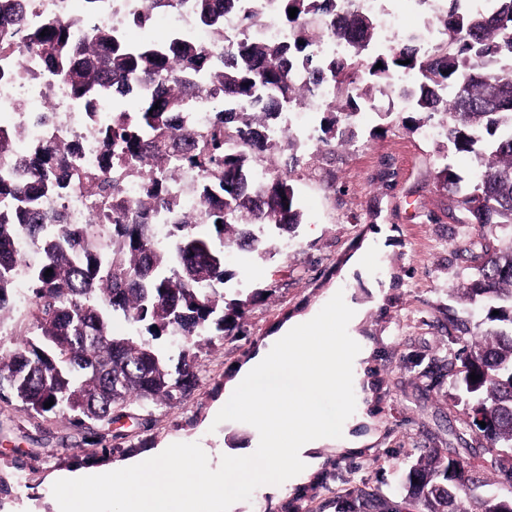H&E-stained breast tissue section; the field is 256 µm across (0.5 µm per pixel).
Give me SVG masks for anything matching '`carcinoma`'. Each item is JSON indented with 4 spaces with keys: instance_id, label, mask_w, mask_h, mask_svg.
Segmentation results:
<instances>
[{
    "instance_id": "cac0c4a2",
    "label": "carcinoma",
    "mask_w": 512,
    "mask_h": 512,
    "mask_svg": "<svg viewBox=\"0 0 512 512\" xmlns=\"http://www.w3.org/2000/svg\"><path fill=\"white\" fill-rule=\"evenodd\" d=\"M341 2L276 0V16L293 31L281 44L249 36L265 16L263 0H144L132 19L143 27L159 12L186 9L210 32L204 45L175 31L134 42L106 24L110 0H84V15L33 27L17 0H0V77L34 50L44 77L65 82L81 111L107 115L101 161L91 172L73 166L75 142L59 139L19 155V132L0 125V321L14 309L22 270L34 329L22 339L0 335V401L14 398L31 414L60 415L87 428L119 419L129 406L178 399L195 381L201 341L232 334L244 319V304L224 303L219 289L229 278L226 249L256 252L258 230L293 233L302 224L290 180L301 163L296 138L272 136L282 112L327 87L318 147L330 149L352 138L347 120L388 79L413 74L417 83L404 94L425 117L406 118V128L417 131L441 114L448 143L474 158L466 178L448 164L438 172L463 222L478 228V241L458 252L473 274L453 289L462 312L448 323L464 367L456 384L487 421L481 446L512 450V0L481 7L448 0L440 14L445 39L432 52H420L419 36L409 34L372 58L366 54L376 41L373 17ZM290 8L298 9L296 17ZM228 13L242 21L237 35L224 31ZM316 17L324 20L323 36L311 30ZM326 36L350 52L322 51ZM199 94L212 97V119L187 127L179 115ZM275 152L288 153V169L257 168ZM174 156L198 174V212L180 215L169 193L177 171L167 160ZM133 179L135 195L127 190ZM78 192L96 197L112 222L67 223L55 203ZM161 216L181 220L160 231ZM200 224L212 234L194 232ZM27 240L41 253L35 266L20 251ZM115 317L130 325L123 336L110 333ZM161 336L172 337L170 347L154 344ZM472 373L480 379L471 380ZM453 463L429 449L407 473L408 493L423 500L426 512H497L500 497L473 494L485 486L479 477L460 466L448 477Z\"/></svg>"
}]
</instances>
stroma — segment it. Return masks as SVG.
<instances>
[{
    "instance_id": "obj_1",
    "label": "stroma",
    "mask_w": 512,
    "mask_h": 512,
    "mask_svg": "<svg viewBox=\"0 0 512 512\" xmlns=\"http://www.w3.org/2000/svg\"><path fill=\"white\" fill-rule=\"evenodd\" d=\"M397 15L403 33L432 41L443 0H379ZM402 81H388L352 117L353 138L334 151L309 149L294 177L304 222L271 241L261 256L228 251L225 298L268 289L236 334L213 337L198 353L196 383L178 400L145 413L130 409L116 423L87 431L58 416L22 411L0 402V512H55V475L77 468L111 471L127 459L173 440L215 451L257 446L250 426L215 424L224 385L268 336L288 322L317 314L336 292L358 307L349 334L369 355L356 369V410L345 422L349 442L314 452L316 471L280 495L257 488L244 512H365L366 494L389 500L394 512H423L403 490L409 466L425 449L439 448L478 476L488 489L512 495L498 478L492 451L465 433L468 399L446 370L457 344L448 317L451 295L466 277L456 252L476 237L461 223L437 173L451 165L467 175L471 155L449 153L442 136L404 128L410 103ZM370 252L368 263L352 256Z\"/></svg>"
}]
</instances>
